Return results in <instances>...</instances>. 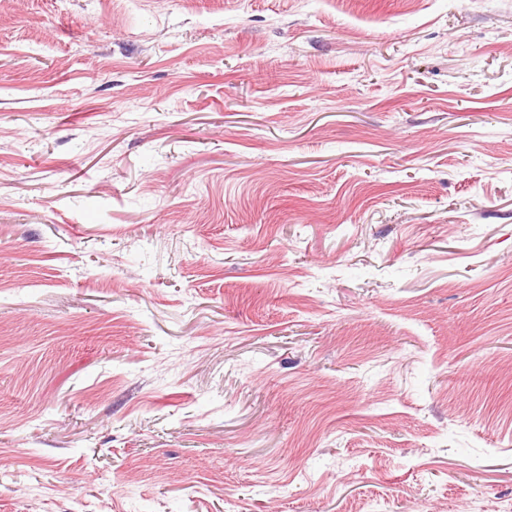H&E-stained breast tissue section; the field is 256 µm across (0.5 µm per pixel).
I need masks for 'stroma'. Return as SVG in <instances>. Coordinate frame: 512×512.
I'll use <instances>...</instances> for the list:
<instances>
[{
  "instance_id": "35a3bbf8",
  "label": "stroma",
  "mask_w": 512,
  "mask_h": 512,
  "mask_svg": "<svg viewBox=\"0 0 512 512\" xmlns=\"http://www.w3.org/2000/svg\"><path fill=\"white\" fill-rule=\"evenodd\" d=\"M0 512H512V0H0Z\"/></svg>"
}]
</instances>
